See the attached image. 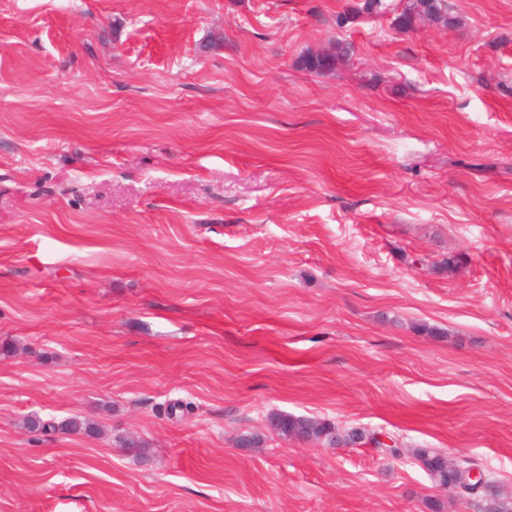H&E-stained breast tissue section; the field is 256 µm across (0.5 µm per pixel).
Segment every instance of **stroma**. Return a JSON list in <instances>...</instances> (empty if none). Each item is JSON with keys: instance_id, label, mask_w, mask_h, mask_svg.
<instances>
[{"instance_id": "35a3bbf8", "label": "stroma", "mask_w": 512, "mask_h": 512, "mask_svg": "<svg viewBox=\"0 0 512 512\" xmlns=\"http://www.w3.org/2000/svg\"><path fill=\"white\" fill-rule=\"evenodd\" d=\"M354 3L0 0V512H481L423 446L512 496V0ZM398 7L400 13L395 20L402 29H412L422 17L447 24L452 22L448 15L447 0H401ZM351 45L337 42L335 52L325 54H311L304 58L303 65L306 70L313 73H323L332 70L336 61L350 55ZM274 413L276 414H270L271 416L269 417V421L276 422V433L287 439L312 435L315 440H322L324 444H333L335 442L336 444L341 442L347 444L357 441H372L379 446L381 445L375 439L371 438L374 436V432L365 431L360 428H352L347 431L348 434L345 437L340 438L336 434L337 431L335 425L330 421L306 416H296L288 413ZM309 436L295 440L303 443H310L313 440ZM42 432H68V433H83L86 435L94 434L96 428L88 421H81L77 419H67L60 422L49 421L43 424ZM444 452L438 448H417L415 457L422 467L427 469V474L430 476L435 486L442 489H448V473L450 469L457 471L459 466L463 469H468L473 466V462L468 457H460L459 466L455 464L452 459H445L448 468L443 462Z\"/></svg>"}]
</instances>
